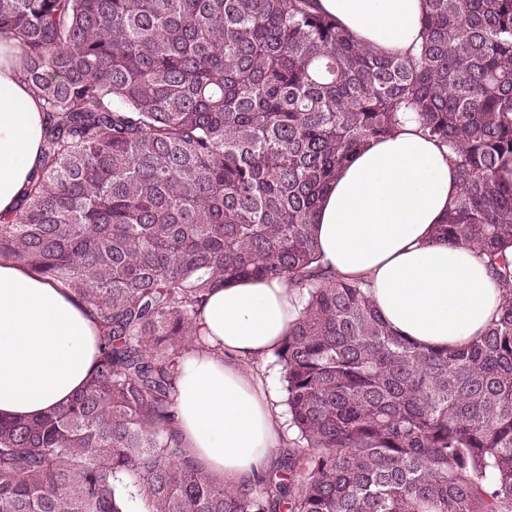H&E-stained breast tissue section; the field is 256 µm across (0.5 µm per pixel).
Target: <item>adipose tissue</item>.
Masks as SVG:
<instances>
[{"label": "adipose tissue", "mask_w": 512, "mask_h": 512, "mask_svg": "<svg viewBox=\"0 0 512 512\" xmlns=\"http://www.w3.org/2000/svg\"><path fill=\"white\" fill-rule=\"evenodd\" d=\"M361 44L388 53L417 45L424 0H318ZM20 49L0 35V215L12 216L38 164L43 116L19 72ZM460 191L448 150L405 117L357 151L316 214L323 271L364 280L386 323L435 350L480 336L502 301L486 259L441 242L436 224ZM301 307L282 280L238 279L213 290L202 319L208 348L186 358L176 428L191 456L238 487L264 475L280 441L271 397L244 361L271 353ZM86 304L0 257V416L36 418L68 403L98 365Z\"/></svg>", "instance_id": "1"}]
</instances>
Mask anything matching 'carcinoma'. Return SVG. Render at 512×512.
I'll use <instances>...</instances> for the list:
<instances>
[{"label":"carcinoma","mask_w":512,"mask_h":512,"mask_svg":"<svg viewBox=\"0 0 512 512\" xmlns=\"http://www.w3.org/2000/svg\"><path fill=\"white\" fill-rule=\"evenodd\" d=\"M42 103L40 164L7 255L102 331L71 401L0 420V512H512V0H426L414 53L383 56L316 0H0ZM414 112L461 192L438 240L506 288L484 334L436 351L318 265L337 172ZM284 279L300 317L274 351L294 448L232 488L176 425L212 288Z\"/></svg>","instance_id":"1"}]
</instances>
